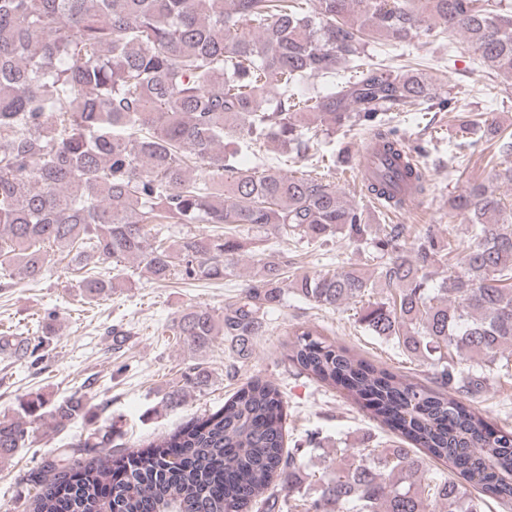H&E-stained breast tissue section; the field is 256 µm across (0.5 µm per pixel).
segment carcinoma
I'll return each mask as SVG.
<instances>
[{
    "label": "carcinoma",
    "mask_w": 512,
    "mask_h": 512,
    "mask_svg": "<svg viewBox=\"0 0 512 512\" xmlns=\"http://www.w3.org/2000/svg\"><path fill=\"white\" fill-rule=\"evenodd\" d=\"M0 0V276L40 280L49 251L69 259L87 303L124 285L109 261L135 260L150 279L221 281L235 272L236 226L272 229L320 248L337 234L370 245L381 267L374 280L352 267L299 274L284 258L259 257L257 272L216 318L192 307L173 320L175 340L194 355L219 338L238 353L268 331L283 286L319 307L337 309L385 287L389 294L359 317L365 331L391 340L402 355L427 362L430 380L370 363L311 328L293 332L288 361L317 383L341 389L398 433L319 478L306 512H478L465 484L512 502V431L491 428L462 395L482 378L463 360L512 357V207L490 182L448 197L470 226L474 244L458 269L434 288L431 270L448 262L451 243L426 224L412 246L398 224L378 231L365 209L348 203L321 171L355 168L352 157L310 153L323 130H363L401 157L404 138L393 113L449 106L414 61L393 68L370 61L372 38L396 47L421 27L462 34L484 68L512 76V0ZM257 30L253 36L242 27ZM351 72L336 78V65ZM309 79L323 88L310 93ZM462 129L495 139L512 154V130L468 113ZM235 140L224 142V138ZM268 141L282 156L262 154L240 166L241 152ZM309 162L299 176L284 157ZM413 195L425 193L418 159L405 158ZM200 171L203 177L193 175ZM364 195L400 209L402 197L364 181ZM202 221L219 233L168 243L167 224ZM201 361L185 384L165 394L176 408L209 386ZM91 409L86 394L52 401L41 393L0 418V463L25 447L42 421L67 428ZM284 394L254 379L224 406L120 456L112 431L99 430L44 464L46 475L28 512H290L287 493L303 491L297 449L285 448ZM442 463L454 478H428Z\"/></svg>",
    "instance_id": "1"
}]
</instances>
